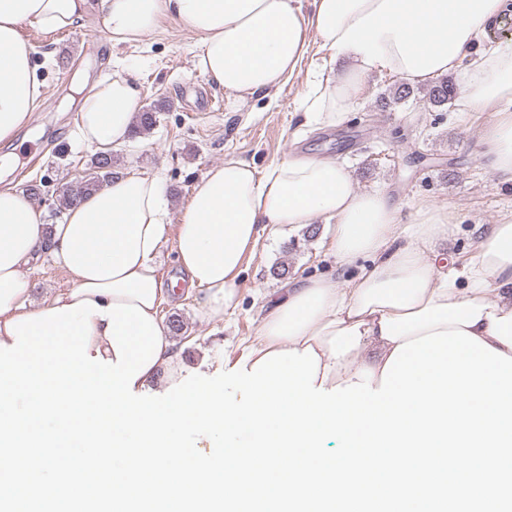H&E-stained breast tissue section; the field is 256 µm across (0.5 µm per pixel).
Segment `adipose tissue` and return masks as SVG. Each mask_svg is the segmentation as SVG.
<instances>
[{
  "label": "adipose tissue",
  "instance_id": "obj_1",
  "mask_svg": "<svg viewBox=\"0 0 512 512\" xmlns=\"http://www.w3.org/2000/svg\"><path fill=\"white\" fill-rule=\"evenodd\" d=\"M90 0H0V143L30 125L46 84L23 26L46 31L81 24ZM109 41L135 45L163 17L199 36V64L210 81L244 100L295 78L311 43L329 56L299 101L308 125L336 128L350 118L370 72L387 70L430 84L460 77L462 113L490 112L480 135L482 162L512 185V43L490 41L512 0H100ZM344 67H337V59ZM141 108L140 89L118 74L80 102L77 136L108 152L125 146ZM325 219L337 278L301 277L261 318L253 359L313 348L324 389L358 382L361 369L380 388L398 345L445 331H468L512 357V211L480 236L471 260L449 264L441 240L457 216L447 205L414 208L409 222L386 189L359 190L328 157H288L257 170L229 158L208 169L180 223L168 220L159 176L118 172L101 190L47 224L22 192L0 187V343L7 322L88 299L132 304L159 316L171 293L157 256L172 242L187 292L206 319L223 320L239 277L263 234ZM50 255L72 286L40 304L30 301L26 271ZM134 392H165L185 368L170 334Z\"/></svg>",
  "mask_w": 512,
  "mask_h": 512
}]
</instances>
